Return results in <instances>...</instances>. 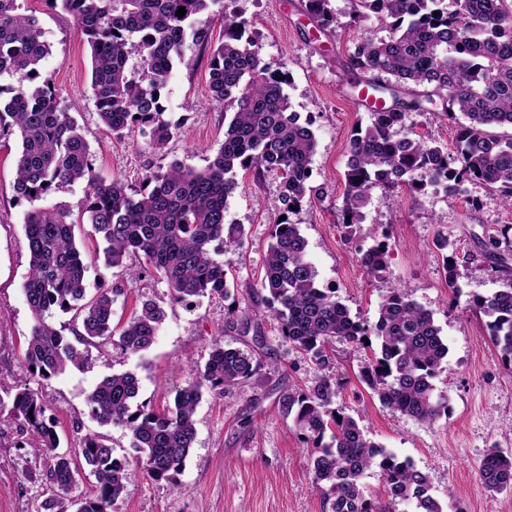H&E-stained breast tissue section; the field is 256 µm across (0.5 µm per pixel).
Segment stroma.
Returning a JSON list of instances; mask_svg holds the SVG:
<instances>
[{
    "mask_svg": "<svg viewBox=\"0 0 512 512\" xmlns=\"http://www.w3.org/2000/svg\"><path fill=\"white\" fill-rule=\"evenodd\" d=\"M39 20L50 47L44 71L53 75L62 107L68 108L90 145L91 163L104 181L121 180L128 193L143 187L145 175L163 172L173 162L204 168L224 141L223 106L209 100L211 52L224 40L222 14L246 22L264 58L288 73L285 88L293 109L311 120L317 147L310 186L319 196L295 210L280 200V180L255 178L238 171V187L228 201L226 221L244 234L224 252L228 292L223 298L200 297L174 302L163 280L153 273L127 280L105 267L96 255L89 225L75 228L77 244L90 269L87 296L125 284L114 322H125L142 301L162 307L166 318L154 345L141 354L110 348L88 351L87 368L67 369L39 385L57 423L61 451L77 447L84 431L101 430L115 455L133 457L131 437L119 426L98 427L87 396L102 376L126 371L139 380L138 399L162 408L173 400L203 365L214 341L255 354L260 368L249 381L205 393L196 412L197 433L184 470L175 482L153 481L135 473L112 512H328L313 483L315 450L300 435L278 403L282 390L306 389L332 377L339 387L333 409L351 415L366 438L428 473L443 512H512V493L495 494L483 484L479 467L491 448L512 454V372L506 370L488 338L487 319L473 308L475 298L503 286V278L484 254L489 235L512 225V208L497 193L464 182L457 200L442 186L418 193L375 187L360 228L340 223L345 191L348 142L357 125L370 122L346 83L345 66L356 44L384 39L389 31L378 20L357 22L351 0H331L338 25L320 34L303 13L301 0H217L201 13L210 28L207 48L174 67L163 94V118L173 135L160 149L147 137L118 139L101 124L91 87V55L72 16L47 8L43 0H25ZM18 137L0 144V398L8 399L17 382L29 377L24 360L33 324L24 283L29 269L24 217L30 208L15 192ZM298 226L307 256L318 272V285L334 289L352 316L374 326L390 289L405 288L410 299L430 309L448 344V357L436 376L438 395L448 413L433 424L407 418L383 404L362 379L369 348L332 341L326 363L303 355L280 336L276 321L256 300L272 233L280 216ZM389 254L379 276L367 274L358 258L377 241ZM454 258L457 288H449L445 258ZM34 438L15 426L0 427V512H37L46 496V455L32 450Z\"/></svg>",
    "mask_w": 512,
    "mask_h": 512,
    "instance_id": "1",
    "label": "stroma"
}]
</instances>
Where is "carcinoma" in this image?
<instances>
[{
	"label": "carcinoma",
	"mask_w": 512,
	"mask_h": 512,
	"mask_svg": "<svg viewBox=\"0 0 512 512\" xmlns=\"http://www.w3.org/2000/svg\"><path fill=\"white\" fill-rule=\"evenodd\" d=\"M74 18L91 52V87L101 123L117 138L149 133L160 149L172 136L162 119V91L174 64L188 50L205 48L209 29L197 16L219 0H44ZM441 0H353L356 18L373 14L389 29L385 39H364L350 56L348 84L357 93L371 90L381 105L371 122L358 125L349 141L341 224L352 229L365 219L373 187L421 191L441 185L448 197L465 180L500 193L512 208V0H455V9H440ZM186 13L176 15L179 8ZM304 11L324 33L337 23L330 0H306ZM224 42L209 62L211 101L227 105L231 119L224 143L198 170L174 162L153 172L145 187L131 195L119 180L107 184L94 173L90 147L70 112L60 107L52 75L41 69L49 54L35 15L19 0H0V141L13 135L21 142L16 156L15 191L29 202L78 181L87 194L81 223L99 240L104 264L129 277L127 260L137 258L170 288L172 300L227 293L224 262L211 250L214 242L229 248L243 235L239 224L225 222L228 199L237 188L236 169L279 176L285 210L311 196L308 185L316 136L310 121H301L285 93L287 73L272 68L261 47L246 35L245 24L222 16ZM142 53V69L127 68L129 47ZM407 112H437L450 120L461 113L455 152L429 137L401 132ZM71 213L39 207L25 216L29 272L24 285L34 324L25 350L31 377L48 382L69 367L82 368L85 348L114 346L137 354L152 347L166 318L163 308L145 302L129 321L112 325V306L124 289L115 286L86 298L88 266L75 235ZM509 230L488 237L486 256L500 268L505 288L474 302L489 321L488 337L512 370V268L502 257ZM265 274L257 297L276 320L278 331L296 349L316 359L326 357L334 339L377 348L363 379L380 401L420 423H435L448 412L435 398L433 379L443 368L448 345L433 312L393 288L381 304L373 328L353 319L333 291L317 287V271L307 258L298 226L275 225ZM387 244L362 253L370 274L386 267ZM74 312L72 337L50 321L54 311ZM259 363L253 354L214 344L204 366L175 394L173 405L156 411L136 403L139 380L132 372L103 377L88 396L93 420L118 425L131 434L140 453L138 465L153 480L173 481L184 468L196 436V410L206 391H224L250 380ZM336 383L324 378L307 390L283 391L279 405L295 427L319 448L311 461L313 482L330 512H386L364 492L361 479L378 465L388 497L411 500L416 512H443L431 494L429 475L401 461L366 438L356 420L329 409ZM41 396L27 384L15 386L8 420L38 438V452L53 454L45 480L52 491L44 512H112L132 472L130 461L114 455L97 433L80 438L77 463L58 453L56 423L46 415ZM330 442H324L325 435ZM96 480V493L73 500L70 493L84 471ZM479 473L496 493L512 490V457L492 448Z\"/></svg>",
	"instance_id": "carcinoma-1"
}]
</instances>
